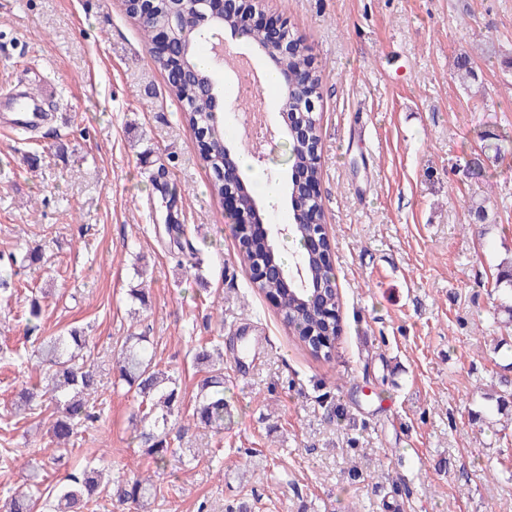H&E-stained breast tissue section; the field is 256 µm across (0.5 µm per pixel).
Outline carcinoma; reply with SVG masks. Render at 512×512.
<instances>
[{
	"label": "carcinoma",
	"instance_id": "cac0c4a2",
	"mask_svg": "<svg viewBox=\"0 0 512 512\" xmlns=\"http://www.w3.org/2000/svg\"><path fill=\"white\" fill-rule=\"evenodd\" d=\"M125 11L137 19L146 39H154L159 28L165 27L170 34L169 53L155 57V62L165 73L168 90L185 107L184 119L193 128L210 127L204 141L198 142L200 154L211 167L214 180L211 193L217 198L224 192L236 189L241 181L237 168H224V152L229 147L224 127L208 125V115L197 111L202 95L201 82L209 80L218 87L224 83V72L213 68H202L197 59L200 46L206 42L197 28L195 13L186 0H155L153 7L146 8L139 0H123ZM224 29L242 31L264 57L277 60L280 69L297 78L296 84L283 90L281 105L292 110L296 103L319 95L321 74L312 66L310 47L299 38L287 53L281 51L270 35L249 25L247 11L232 9L224 15ZM307 133L301 137L288 136L290 167L311 168L313 179L320 177V170L311 166L312 155L320 140L317 120L305 119ZM288 204L293 209L310 214V223L298 224L293 232L298 240L308 237L312 230L324 223L323 210L316 207L310 196L288 187ZM230 231L239 243L241 262L254 267L258 260L284 265V261L272 242L255 234L250 224H232ZM331 245L315 255L298 256L296 262L303 265L304 280L309 287L324 289V297L309 303L305 301L301 279L289 286L274 275L253 282V287L264 294L276 308L285 325L291 329L303 346L316 358L329 359L341 333L340 305L334 282ZM42 261L37 249H29L17 258L11 257L8 265L0 268V294L14 287V266H35ZM496 288L503 299L512 300V262L500 263ZM89 337L77 330L66 336H41L36 351V371L39 381L24 392L21 403L14 406L20 413L29 410L32 404L45 402L54 406L55 420L50 428L52 449L42 458L27 463L29 478L27 491L18 492L0 505V512H96L99 506H110L119 512H130L144 507L156 496V489L148 478L120 477L104 478V461L87 465L66 482L51 487L43 486L39 476L53 468L58 462L56 452L71 444L77 429L84 423H93L100 418L89 397L100 388V376L96 368L84 362ZM119 380L135 388L142 398L141 422L144 423L137 438L147 448V454L157 461H167L172 451L171 441H182L185 430L175 428L173 417L179 410L180 395L177 378L160 369L155 362L147 337L130 336L120 346L115 359ZM231 416V409L224 401V368H213L205 377L196 395L193 419L206 427L224 429V421Z\"/></svg>",
	"mask_w": 512,
	"mask_h": 512
}]
</instances>
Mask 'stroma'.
I'll use <instances>...</instances> for the list:
<instances>
[{
    "instance_id": "stroma-1",
    "label": "stroma",
    "mask_w": 512,
    "mask_h": 512,
    "mask_svg": "<svg viewBox=\"0 0 512 512\" xmlns=\"http://www.w3.org/2000/svg\"><path fill=\"white\" fill-rule=\"evenodd\" d=\"M285 18L322 76L320 200L341 334L312 357L241 265L212 172L121 0H0V91L44 96L28 139L0 109V257L41 247L0 296V501L46 447L50 411L17 429L28 308L44 335L90 338L106 386L53 485L107 456L151 478L149 512H512V326L494 285L512 255V0H253ZM468 56L475 80L461 82ZM504 158H496V148ZM154 165H139L142 155ZM484 201L487 223L472 201ZM147 285L140 306L130 291ZM147 336L179 379L180 458L138 448L140 397L112 354ZM224 354L233 418H192Z\"/></svg>"
}]
</instances>
